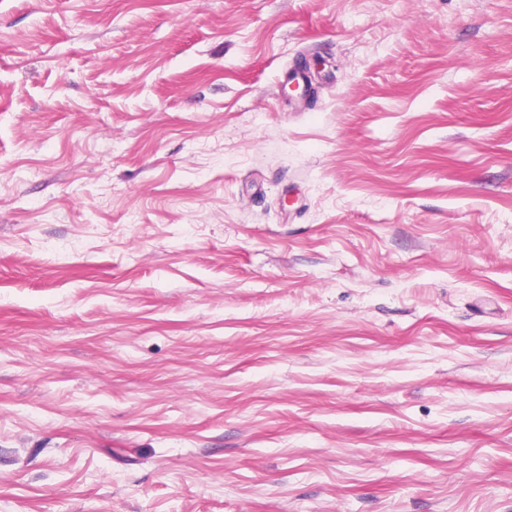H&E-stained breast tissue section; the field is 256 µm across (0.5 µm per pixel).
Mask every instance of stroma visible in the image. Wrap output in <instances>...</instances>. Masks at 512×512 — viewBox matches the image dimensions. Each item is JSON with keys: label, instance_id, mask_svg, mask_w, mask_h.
Listing matches in <instances>:
<instances>
[{"label": "stroma", "instance_id": "stroma-1", "mask_svg": "<svg viewBox=\"0 0 512 512\" xmlns=\"http://www.w3.org/2000/svg\"><path fill=\"white\" fill-rule=\"evenodd\" d=\"M0 512H512V0H0Z\"/></svg>", "mask_w": 512, "mask_h": 512}]
</instances>
